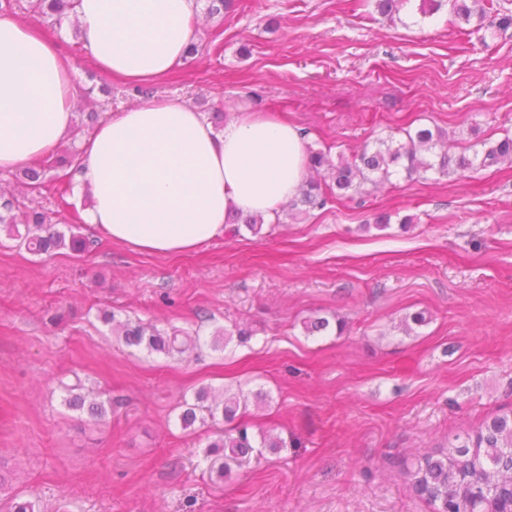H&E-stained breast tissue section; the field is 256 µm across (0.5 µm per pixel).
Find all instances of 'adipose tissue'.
Segmentation results:
<instances>
[{
  "instance_id": "adipose-tissue-1",
  "label": "adipose tissue",
  "mask_w": 512,
  "mask_h": 512,
  "mask_svg": "<svg viewBox=\"0 0 512 512\" xmlns=\"http://www.w3.org/2000/svg\"><path fill=\"white\" fill-rule=\"evenodd\" d=\"M198 0H79L75 21L95 71L156 83L182 64ZM61 45L0 15V173L53 151L75 119ZM308 168L301 130L242 108L222 129L180 98H150L111 113L81 144L73 175L88 224L150 254L194 250L234 213L273 221L298 196Z\"/></svg>"
}]
</instances>
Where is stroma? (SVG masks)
I'll return each mask as SVG.
<instances>
[{"label": "stroma", "instance_id": "1", "mask_svg": "<svg viewBox=\"0 0 512 512\" xmlns=\"http://www.w3.org/2000/svg\"><path fill=\"white\" fill-rule=\"evenodd\" d=\"M494 0L472 33L441 9L387 18L376 0H235L158 96L250 106L297 125L307 146L351 157L409 126L450 151L512 132V28ZM78 109L102 76L70 26ZM390 216L387 229L376 216ZM34 255L0 236V474L36 512H428L392 460L446 447L512 406V166L392 177L260 233L226 225L170 256L112 243ZM200 337L183 356L127 346L103 311ZM426 325L404 332L408 314ZM311 317L343 335H306ZM247 345H211L233 322ZM120 397L106 420L62 404L75 383ZM263 389L251 433L285 438L224 480L206 477L213 432L182 429L203 387Z\"/></svg>", "mask_w": 512, "mask_h": 512}]
</instances>
